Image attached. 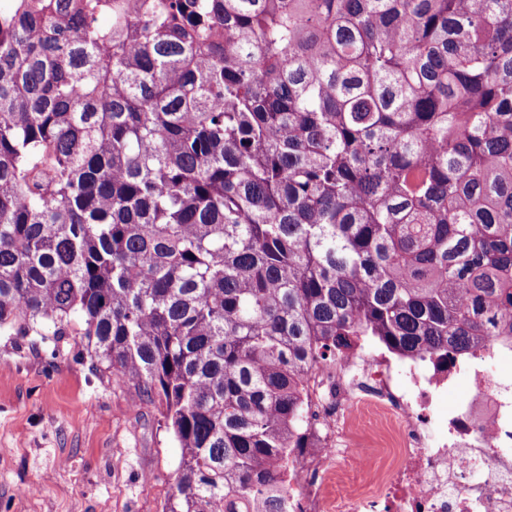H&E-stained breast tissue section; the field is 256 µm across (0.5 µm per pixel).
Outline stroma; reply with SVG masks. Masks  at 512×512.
Instances as JSON below:
<instances>
[{
  "instance_id": "1",
  "label": "stroma",
  "mask_w": 512,
  "mask_h": 512,
  "mask_svg": "<svg viewBox=\"0 0 512 512\" xmlns=\"http://www.w3.org/2000/svg\"><path fill=\"white\" fill-rule=\"evenodd\" d=\"M0 331V512H162L181 450L161 400L92 371L79 337Z\"/></svg>"
}]
</instances>
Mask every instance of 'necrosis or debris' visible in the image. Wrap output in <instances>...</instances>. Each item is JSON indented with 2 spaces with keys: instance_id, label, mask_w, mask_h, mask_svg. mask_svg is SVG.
Returning <instances> with one entry per match:
<instances>
[{
  "instance_id": "obj_1",
  "label": "necrosis or debris",
  "mask_w": 512,
  "mask_h": 512,
  "mask_svg": "<svg viewBox=\"0 0 512 512\" xmlns=\"http://www.w3.org/2000/svg\"><path fill=\"white\" fill-rule=\"evenodd\" d=\"M507 352L512 338L487 336L442 368L365 342L315 368L301 428L316 442L294 452L283 512H512ZM461 380L467 394L448 403ZM368 408L384 415L393 452L352 433Z\"/></svg>"
}]
</instances>
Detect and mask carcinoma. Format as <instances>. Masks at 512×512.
I'll use <instances>...</instances> for the list:
<instances>
[{"mask_svg": "<svg viewBox=\"0 0 512 512\" xmlns=\"http://www.w3.org/2000/svg\"><path fill=\"white\" fill-rule=\"evenodd\" d=\"M512 313V0H13L0 330L161 397L163 512H282L308 373Z\"/></svg>", "mask_w": 512, "mask_h": 512, "instance_id": "cac0c4a2", "label": "carcinoma"}]
</instances>
